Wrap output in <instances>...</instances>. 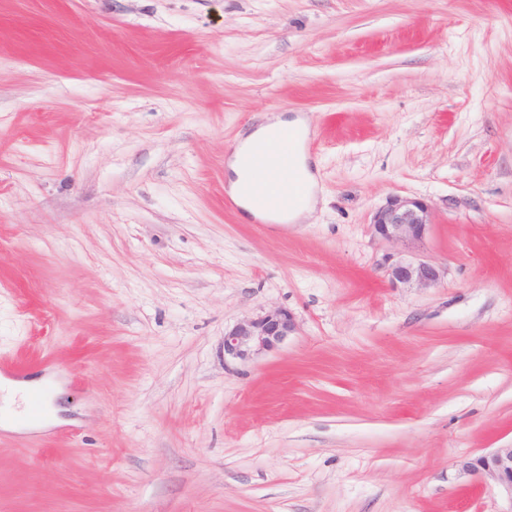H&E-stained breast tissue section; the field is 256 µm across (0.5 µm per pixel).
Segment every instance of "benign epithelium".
I'll use <instances>...</instances> for the list:
<instances>
[{"mask_svg":"<svg viewBox=\"0 0 512 512\" xmlns=\"http://www.w3.org/2000/svg\"><path fill=\"white\" fill-rule=\"evenodd\" d=\"M432 226L430 206L422 199L398 194L387 198L374 214V235L383 243L412 248L426 240ZM382 269L392 286L431 288L443 278L434 263L402 254L383 256ZM296 330L290 311L277 308L245 317L224 331V359L247 362L278 349ZM468 471L495 485L512 512V445L495 448L466 463Z\"/></svg>","mask_w":512,"mask_h":512,"instance_id":"1","label":"benign epithelium"}]
</instances>
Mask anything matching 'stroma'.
<instances>
[{
    "label": "stroma",
    "mask_w": 512,
    "mask_h": 512,
    "mask_svg": "<svg viewBox=\"0 0 512 512\" xmlns=\"http://www.w3.org/2000/svg\"><path fill=\"white\" fill-rule=\"evenodd\" d=\"M279 115L298 224L224 207ZM393 194L435 287L379 267ZM0 365L59 408L0 425V512H506L512 0H0ZM288 130H295L298 134V142L293 149L292 165L289 169H293L296 174L301 177L306 185L305 200L299 207L285 218H275L277 220H285L290 224L299 219L307 218L314 211L316 205L315 198V182L308 166V157L304 152L302 140H305L309 129L307 124L300 118L295 120H288L280 116L267 119L255 131L248 135L238 147L232 160L229 163L230 169L233 173V178L229 182V189L239 201L243 211L252 215L254 218H274L270 215L263 214L254 209L251 201L252 193L256 190L261 194H267L269 185L281 187L286 184L288 180L265 182L263 184L253 187L252 173L249 169L248 159L252 152L261 147L267 155L268 161L271 166L280 167L284 164L282 150L276 146L271 137L277 132H284ZM236 199V200H237ZM430 206L422 199L398 194L374 214V235L383 243L412 248L426 240L432 226ZM296 330L290 311L277 308L245 317L224 331V361H251L278 349ZM465 467L480 479L493 482L510 505L506 512H512V444L482 454L473 462H467Z\"/></svg>",
    "instance_id": "stroma-1"
}]
</instances>
